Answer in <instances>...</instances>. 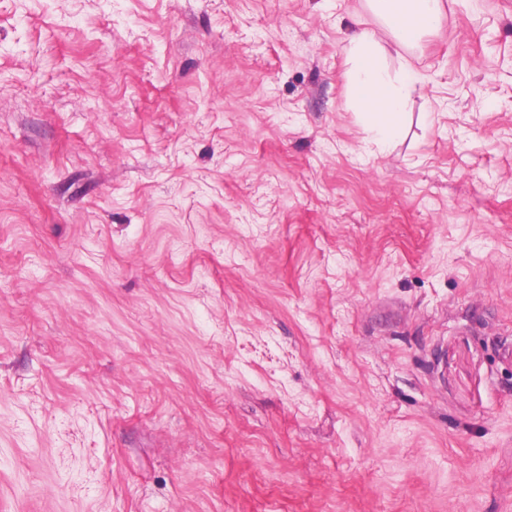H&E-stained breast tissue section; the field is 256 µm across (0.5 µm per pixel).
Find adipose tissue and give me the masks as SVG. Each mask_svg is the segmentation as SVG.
<instances>
[{
	"mask_svg": "<svg viewBox=\"0 0 512 512\" xmlns=\"http://www.w3.org/2000/svg\"><path fill=\"white\" fill-rule=\"evenodd\" d=\"M370 12L402 45H416L428 31L440 26L443 0H366ZM347 54L352 63L348 95L371 117L382 141H391L411 96L419 88L417 75L402 69L389 74L374 31L357 29L351 34Z\"/></svg>",
	"mask_w": 512,
	"mask_h": 512,
	"instance_id": "adipose-tissue-1",
	"label": "adipose tissue"
}]
</instances>
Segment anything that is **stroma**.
<instances>
[{
  "mask_svg": "<svg viewBox=\"0 0 512 512\" xmlns=\"http://www.w3.org/2000/svg\"><path fill=\"white\" fill-rule=\"evenodd\" d=\"M445 2L0 0V512H512V0ZM370 12L404 46L416 45L428 31L440 26L442 0H366ZM347 54L352 62L348 95L361 112L372 118L379 138L390 142L409 99L420 88L418 77L407 68L390 76L380 41L372 30L355 29L349 37Z\"/></svg>",
  "mask_w": 512,
  "mask_h": 512,
  "instance_id": "35a3bbf8",
  "label": "stroma"
}]
</instances>
